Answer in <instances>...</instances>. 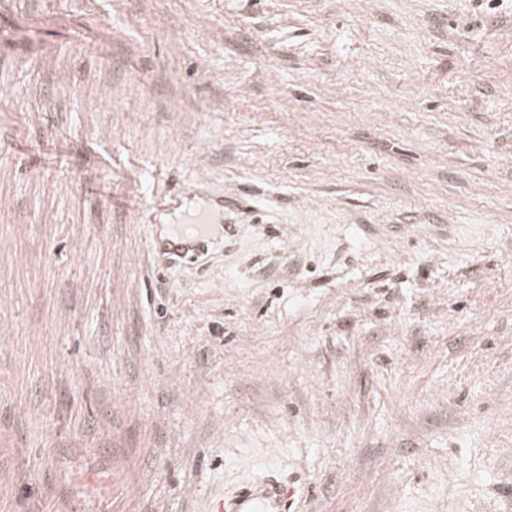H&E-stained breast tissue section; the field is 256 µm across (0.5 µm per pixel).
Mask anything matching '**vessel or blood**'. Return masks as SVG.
<instances>
[{
	"label": "vessel or blood",
	"instance_id": "b4317fda",
	"mask_svg": "<svg viewBox=\"0 0 512 512\" xmlns=\"http://www.w3.org/2000/svg\"><path fill=\"white\" fill-rule=\"evenodd\" d=\"M224 218L223 201L200 210L191 230L173 238H154L152 250L158 255V269H167L175 261L194 263L208 251L214 242L217 227ZM290 496L282 481L268 475L256 484L241 487L233 496L214 504L212 512H287Z\"/></svg>",
	"mask_w": 512,
	"mask_h": 512
}]
</instances>
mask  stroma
Here are the masks:
<instances>
[{"label":"stroma","instance_id":"35a3bbf8","mask_svg":"<svg viewBox=\"0 0 512 512\" xmlns=\"http://www.w3.org/2000/svg\"><path fill=\"white\" fill-rule=\"evenodd\" d=\"M270 473L512 512V0H0V512ZM224 218V196L222 199L213 201V205L199 211L197 221L192 224L188 232L180 233L173 238L155 237L152 240V250L158 255L161 262L157 261V268L160 271L168 268L174 261L194 263L208 251V244L215 242L216 228L222 229L221 224Z\"/></svg>","mask_w":512,"mask_h":512}]
</instances>
